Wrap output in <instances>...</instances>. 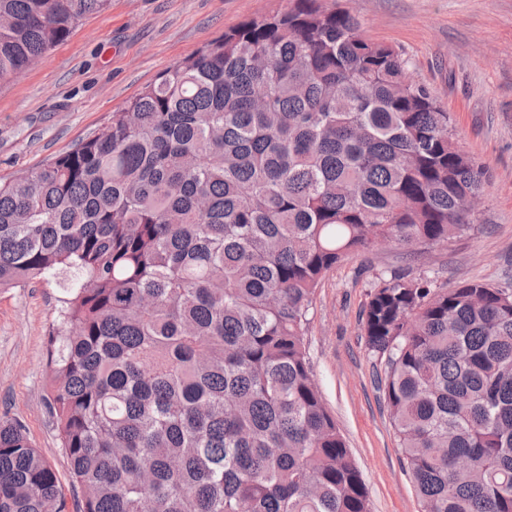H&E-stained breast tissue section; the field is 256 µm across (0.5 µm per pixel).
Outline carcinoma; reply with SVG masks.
Wrapping results in <instances>:
<instances>
[{"mask_svg": "<svg viewBox=\"0 0 512 512\" xmlns=\"http://www.w3.org/2000/svg\"><path fill=\"white\" fill-rule=\"evenodd\" d=\"M110 0H0V80ZM166 70L100 133L0 182V288L53 271L47 408L78 512H370L305 343L324 275L377 237L471 227L489 166L347 10L290 0ZM423 512H512V292L381 280L362 315ZM0 512H66L0 418Z\"/></svg>", "mask_w": 512, "mask_h": 512, "instance_id": "carcinoma-1", "label": "carcinoma"}]
</instances>
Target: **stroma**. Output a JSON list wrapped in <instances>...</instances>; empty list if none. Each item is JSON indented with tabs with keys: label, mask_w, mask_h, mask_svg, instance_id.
I'll list each match as a JSON object with an SVG mask.
<instances>
[{
	"label": "stroma",
	"mask_w": 512,
	"mask_h": 512,
	"mask_svg": "<svg viewBox=\"0 0 512 512\" xmlns=\"http://www.w3.org/2000/svg\"><path fill=\"white\" fill-rule=\"evenodd\" d=\"M349 10L361 34L408 60L451 118L457 139L490 178L476 224L425 254L389 245L356 253L316 289L306 345L322 399L365 483L371 512H422L377 389L362 310L394 273L450 287L480 280L512 291V0H321ZM289 0H111L20 76L0 81V178L53 161L94 136L166 70L241 23ZM63 275L0 288V417L20 420L57 471L69 512L81 492L68 476L46 397L49 340Z\"/></svg>",
	"instance_id": "35a3bbf8"
}]
</instances>
